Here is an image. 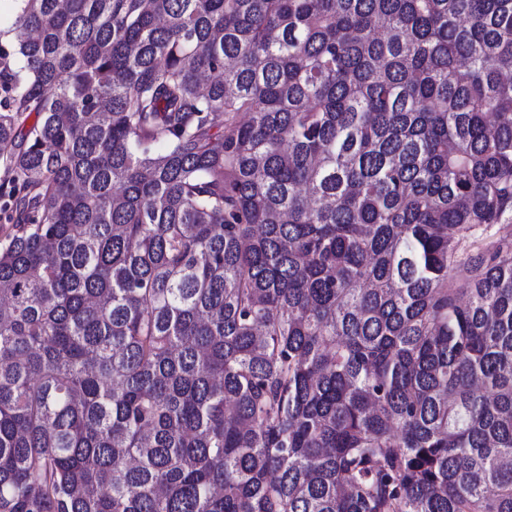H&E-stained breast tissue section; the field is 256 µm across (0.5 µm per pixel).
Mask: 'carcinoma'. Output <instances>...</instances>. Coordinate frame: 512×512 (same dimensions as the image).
<instances>
[{"instance_id": "1", "label": "carcinoma", "mask_w": 512, "mask_h": 512, "mask_svg": "<svg viewBox=\"0 0 512 512\" xmlns=\"http://www.w3.org/2000/svg\"><path fill=\"white\" fill-rule=\"evenodd\" d=\"M11 2L0 512H512V0Z\"/></svg>"}]
</instances>
